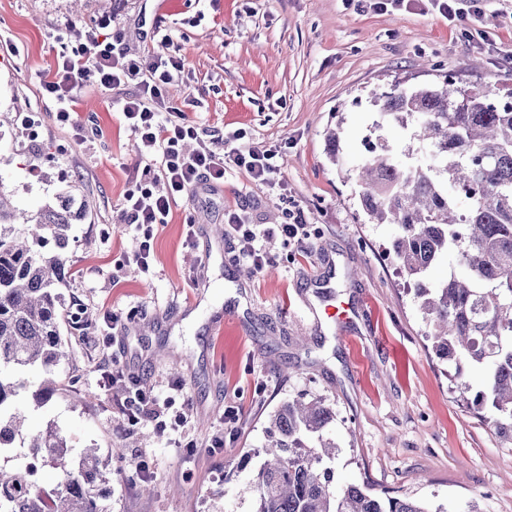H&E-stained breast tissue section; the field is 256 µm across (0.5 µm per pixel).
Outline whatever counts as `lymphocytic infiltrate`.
Wrapping results in <instances>:
<instances>
[{"instance_id": "obj_1", "label": "lymphocytic infiltrate", "mask_w": 512, "mask_h": 512, "mask_svg": "<svg viewBox=\"0 0 512 512\" xmlns=\"http://www.w3.org/2000/svg\"><path fill=\"white\" fill-rule=\"evenodd\" d=\"M123 38L115 18L93 24L86 30L83 44L59 56L56 70L43 80L42 90L56 103L57 119L77 133L82 126L73 117L74 89L126 87L119 105L137 142L141 174L134 189L125 194L122 205L138 243L133 261L141 276L148 278L153 274L154 228L166 223L178 198L202 184H223L230 166L252 181L273 188L279 184V166L275 151L263 145L226 153L209 148L203 139V128L169 104V88L184 69L181 57L163 52L128 57L120 50ZM224 220L230 232L255 242L248 259L258 272L276 261L266 249V242L279 238L300 244L306 238L305 226L298 219L287 224H253L243 213L233 211L225 213ZM107 379L124 384L134 394L126 413L128 422L136 424L146 419L154 422L157 430H166L168 423L162 418L160 395L143 389L139 377L117 363Z\"/></svg>"}]
</instances>
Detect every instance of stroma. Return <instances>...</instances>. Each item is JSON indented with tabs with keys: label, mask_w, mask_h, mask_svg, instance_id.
Here are the masks:
<instances>
[{
	"label": "stroma",
	"mask_w": 512,
	"mask_h": 512,
	"mask_svg": "<svg viewBox=\"0 0 512 512\" xmlns=\"http://www.w3.org/2000/svg\"><path fill=\"white\" fill-rule=\"evenodd\" d=\"M111 15L132 57L159 51L169 34L184 61L173 106L227 148L276 150L286 185L281 195L232 170L223 185L190 192L156 232L148 280L127 264L136 239L121 202L138 158L117 105L124 88L77 91L80 140L56 122L41 88L57 54ZM447 75L512 90V0H485L472 27L449 24L429 0L384 11L375 0H0V184L31 213L72 190L89 205L65 252L74 276L61 291L63 389L34 408L29 389L43 373L28 369L18 406L33 430L57 426L72 458L97 449L109 471L107 512H249L267 419L299 396L336 414L339 483L446 512H512V443L481 421L472 394L455 389L452 367L428 349L414 288L388 252L395 226L368 223L355 180L325 149L326 129L341 126L353 162L373 120L372 92ZM291 204L306 251L275 241L277 265L240 276L248 244L223 234L225 211L284 224ZM342 304L348 321L327 319L326 306ZM133 308L140 317L127 328H85ZM116 358L154 391L181 383L190 405L171 403L165 414L186 416L189 447L128 425L124 392L101 385ZM228 406L241 411L236 438L206 447ZM145 482L152 494L140 492Z\"/></svg>",
	"instance_id": "35a3bbf8"
}]
</instances>
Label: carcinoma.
I'll return each mask as SVG.
<instances>
[{
	"label": "carcinoma",
	"instance_id": "cac0c4a2",
	"mask_svg": "<svg viewBox=\"0 0 512 512\" xmlns=\"http://www.w3.org/2000/svg\"><path fill=\"white\" fill-rule=\"evenodd\" d=\"M377 119L358 160L359 203L372 224H393L388 251L416 281L430 321L431 350L454 365L455 387L475 391L480 419L512 441V92L500 97L450 78L439 84L395 83L374 98ZM399 132L396 149L380 131ZM341 131L326 137L333 163ZM88 217L83 198L66 194L34 214L14 208L0 185V454L29 438L32 457L61 471L45 488L26 467L0 469V512H106L107 473L96 449L69 457L67 438L53 424L33 435L15 405L14 376L39 367L46 374L31 394L48 403L62 384L60 289L71 276L62 256L75 224ZM51 240L55 251L32 250ZM453 255L456 269L434 289L421 279ZM481 374L475 385L468 369ZM334 412L320 400L283 401L269 416L264 462L252 481L251 512H445L411 498L339 485L331 463L336 444L325 437Z\"/></svg>",
	"mask_w": 512,
	"mask_h": 512
}]
</instances>
